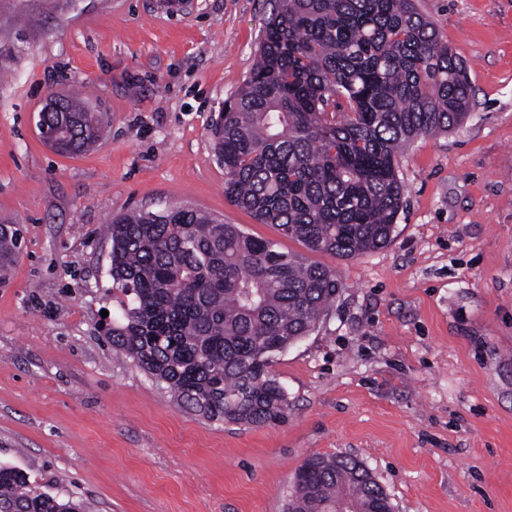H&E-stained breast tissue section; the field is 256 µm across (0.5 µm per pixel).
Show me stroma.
<instances>
[{
	"instance_id": "stroma-1",
	"label": "stroma",
	"mask_w": 512,
	"mask_h": 512,
	"mask_svg": "<svg viewBox=\"0 0 512 512\" xmlns=\"http://www.w3.org/2000/svg\"><path fill=\"white\" fill-rule=\"evenodd\" d=\"M467 64L463 124L397 156L385 248L326 254L342 284L275 356L286 422L190 413L105 330L112 215L185 205L304 246L224 196L210 125L241 88L269 0H0V465L87 512H287L312 455L357 459L395 512H512V0H417ZM79 94L103 134L55 152L36 117ZM21 249V240L19 235L6 228L5 224H0V268L10 267L18 258Z\"/></svg>"
}]
</instances>
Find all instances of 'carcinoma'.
I'll return each mask as SVG.
<instances>
[{
  "label": "carcinoma",
  "instance_id": "obj_1",
  "mask_svg": "<svg viewBox=\"0 0 512 512\" xmlns=\"http://www.w3.org/2000/svg\"><path fill=\"white\" fill-rule=\"evenodd\" d=\"M467 68L414 0H277L258 59L213 126L224 196L312 253L353 259L387 246L405 189L401 147L470 114ZM76 133L60 151L100 137L94 112L66 97ZM112 290L126 297L112 347L179 406L210 421L281 423L288 397L269 372L277 343L309 335L336 302V270L309 263L190 207L112 216ZM21 249L0 224V268ZM391 512L358 460L308 457L297 512ZM0 465V512H84Z\"/></svg>",
  "mask_w": 512,
  "mask_h": 512
}]
</instances>
